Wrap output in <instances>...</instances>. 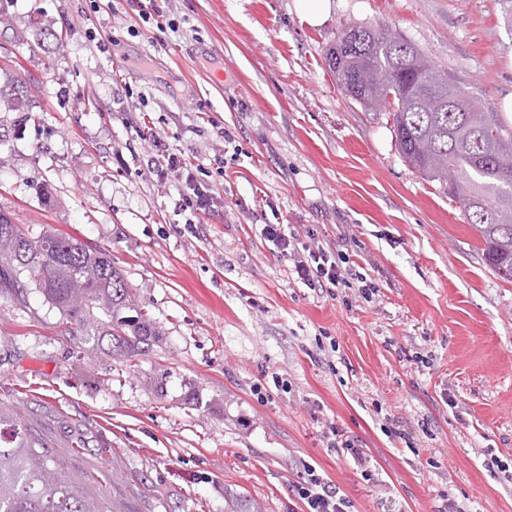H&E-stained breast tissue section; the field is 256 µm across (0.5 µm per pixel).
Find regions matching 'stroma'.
<instances>
[{
	"instance_id": "1",
	"label": "stroma",
	"mask_w": 512,
	"mask_h": 512,
	"mask_svg": "<svg viewBox=\"0 0 512 512\" xmlns=\"http://www.w3.org/2000/svg\"><path fill=\"white\" fill-rule=\"evenodd\" d=\"M6 11L0 64L19 63L36 118L0 112V209L110 250L160 330L128 365L36 288L0 294V409L87 497L103 512H227L229 494L304 512L292 485L310 464L353 512H439L447 497L512 512V483L483 464L512 465V282L461 205L405 162L387 112L345 96L326 62L347 26L400 33L512 130V0H330L317 27L295 0ZM152 137L222 196L197 235L173 212L180 183L144 168ZM266 224L336 246L378 294L289 282ZM390 417L416 450L386 437ZM333 426L372 480L329 448Z\"/></svg>"
}]
</instances>
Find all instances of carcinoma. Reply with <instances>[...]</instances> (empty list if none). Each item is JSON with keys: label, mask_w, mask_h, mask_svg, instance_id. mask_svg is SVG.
I'll list each match as a JSON object with an SVG mask.
<instances>
[{"label": "carcinoma", "mask_w": 512, "mask_h": 512, "mask_svg": "<svg viewBox=\"0 0 512 512\" xmlns=\"http://www.w3.org/2000/svg\"><path fill=\"white\" fill-rule=\"evenodd\" d=\"M327 63L349 98L367 108L376 97L386 99L402 156L463 204L489 266L511 281L512 132L400 34L346 27ZM31 111L22 79L0 85V112L30 120ZM23 273L66 323L107 338L115 356L130 361L157 336L149 318L129 315L132 288L110 251L55 231L32 235L0 210V292L22 300ZM95 309L107 322L94 318ZM42 447L26 423L7 421L0 410V512H100Z\"/></svg>", "instance_id": "carcinoma-1"}]
</instances>
